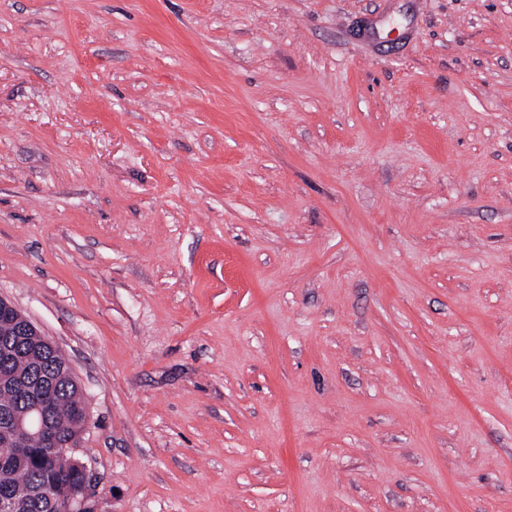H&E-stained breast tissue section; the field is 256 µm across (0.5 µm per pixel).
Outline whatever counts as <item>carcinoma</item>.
Returning <instances> with one entry per match:
<instances>
[{
  "mask_svg": "<svg viewBox=\"0 0 512 512\" xmlns=\"http://www.w3.org/2000/svg\"><path fill=\"white\" fill-rule=\"evenodd\" d=\"M64 363L60 351L42 339L20 336L14 317L0 313V426L29 408L35 390L48 420V431L30 437L23 447L0 433V499L13 501L14 512H59L43 488L70 492L83 483L68 454L41 452L82 439L89 422L82 390L63 374Z\"/></svg>",
  "mask_w": 512,
  "mask_h": 512,
  "instance_id": "cac0c4a2",
  "label": "carcinoma"
}]
</instances>
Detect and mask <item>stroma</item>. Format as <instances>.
Here are the masks:
<instances>
[{
    "label": "stroma",
    "instance_id": "obj_1",
    "mask_svg": "<svg viewBox=\"0 0 512 512\" xmlns=\"http://www.w3.org/2000/svg\"><path fill=\"white\" fill-rule=\"evenodd\" d=\"M0 296L100 512H512V0H0Z\"/></svg>",
    "mask_w": 512,
    "mask_h": 512
}]
</instances>
